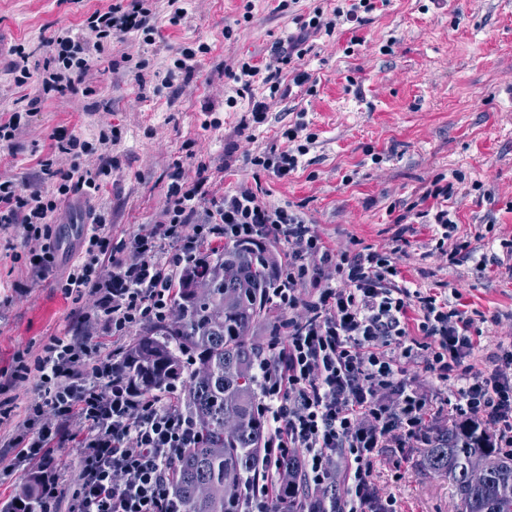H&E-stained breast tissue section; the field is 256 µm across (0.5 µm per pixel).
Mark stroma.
<instances>
[{
	"label": "stroma",
	"mask_w": 512,
	"mask_h": 512,
	"mask_svg": "<svg viewBox=\"0 0 512 512\" xmlns=\"http://www.w3.org/2000/svg\"><path fill=\"white\" fill-rule=\"evenodd\" d=\"M335 2L299 0L283 11L279 0H186L180 24L159 18L154 44L132 34L113 44L95 94L43 100L14 145H0V178L42 188L36 158L53 132L91 141L106 127L117 133L112 176L96 198L70 201L78 222L104 213L113 241L157 220L174 167L193 179L202 164L213 193L243 184L271 204H291L336 248L386 251L404 235L403 280L479 314L470 363L485 370L498 345L512 339V253L502 246L512 241V0H387L365 25L316 38L301 65L308 83H294L285 70L277 94L258 82L252 96L225 105L235 89L221 75L226 59L262 62L295 32V16ZM105 3L0 0V106L23 94L8 73L7 47L39 48L48 27L80 30L87 12ZM203 42L210 53L177 86H162L157 70L178 48ZM136 52L150 61L138 80L122 60ZM256 99L269 103L259 126L248 122ZM300 113L318 136L303 166L285 178L252 168L248 154L283 149V132ZM444 186L458 235L469 243L453 264L437 250L441 230L427 218L441 204L428 190ZM69 266L59 259L39 277L0 255V271L10 273L0 284V389L9 388L18 404L31 392L10 381L15 353L76 326L58 286ZM424 454L391 449L376 472L381 493L394 496L400 512H459L454 487L425 468Z\"/></svg>",
	"instance_id": "35a3bbf8"
}]
</instances>
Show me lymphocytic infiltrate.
<instances>
[{
  "mask_svg": "<svg viewBox=\"0 0 512 512\" xmlns=\"http://www.w3.org/2000/svg\"><path fill=\"white\" fill-rule=\"evenodd\" d=\"M376 2L314 8L296 34L272 46L268 61L240 60L223 74L244 90L258 76L278 90V74L303 60L318 35L364 24ZM155 8L154 0H113L87 14L81 33L60 28L44 37L41 54L23 42L12 45L9 72L16 85L32 84L38 98L92 94L93 70L112 42L134 33L154 43ZM284 136L286 149L249 155V164L280 178L298 170L317 135L300 120ZM113 139L109 128L100 129L93 143L54 133L38 160L39 174L54 192H28L0 179V227H20L28 246L21 253L5 243L13 263L39 276L53 270L52 217L69 195L99 194L112 175L103 148ZM86 156L94 164H83ZM110 231L105 215H95L80 256L59 283L76 305L80 335L53 337L34 360L17 358L14 378L33 381L32 397L22 408L14 398L0 400L4 445L15 451L0 474L37 466L38 512H175L173 467L197 443V425L179 409L172 390L144 392L121 376L101 339L166 319L177 271L203 246L227 241L271 237L287 247L271 296L282 317L258 366L257 411L268 422L265 457L245 487L241 512H275L280 466L291 455L302 463L300 497L340 471L345 494L336 512H397L396 500L378 491L375 467L385 449L431 447L444 413L488 446L512 452V342L500 345L490 368L473 372L474 319L448 300L404 284L394 252L336 250L290 204L270 205L244 185L212 198L205 180L187 182L178 170L155 223L139 225L117 249ZM419 363L448 386L443 407L409 376L410 366ZM48 407L57 423L45 421ZM62 442L80 451L68 491L53 455Z\"/></svg>",
  "mask_w": 512,
  "mask_h": 512,
  "instance_id": "lymphocytic-infiltrate-1",
  "label": "lymphocytic infiltrate"
}]
</instances>
